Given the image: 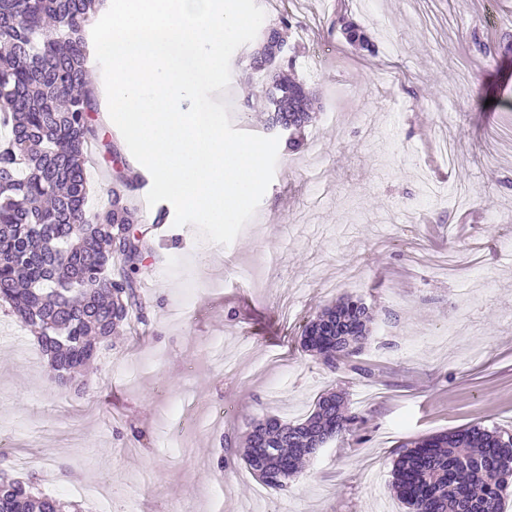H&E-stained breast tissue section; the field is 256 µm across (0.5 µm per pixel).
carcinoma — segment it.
<instances>
[{
	"label": "carcinoma",
	"instance_id": "cac0c4a2",
	"mask_svg": "<svg viewBox=\"0 0 512 512\" xmlns=\"http://www.w3.org/2000/svg\"><path fill=\"white\" fill-rule=\"evenodd\" d=\"M106 0H0V302L34 332L52 378L80 387L83 370L123 325L145 321L135 286L124 167L112 172L107 204L88 207L86 158L97 97L87 88L90 16ZM352 43L370 40L345 16ZM269 93L283 105L268 123L299 131L317 110L313 90L282 70ZM374 314L345 296L305 326L302 347L336 371L367 343ZM328 392L297 422L266 417L242 436L240 458L271 488L284 489L303 463L351 431L358 417ZM512 483V434L479 424L410 440L393 466L392 490L411 512H504ZM0 512H80L79 504L34 491L0 472Z\"/></svg>",
	"mask_w": 512,
	"mask_h": 512
}]
</instances>
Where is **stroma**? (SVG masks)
<instances>
[{
	"instance_id": "obj_1",
	"label": "stroma",
	"mask_w": 512,
	"mask_h": 512,
	"mask_svg": "<svg viewBox=\"0 0 512 512\" xmlns=\"http://www.w3.org/2000/svg\"><path fill=\"white\" fill-rule=\"evenodd\" d=\"M255 3L265 25L302 23L288 55L321 109L299 150L279 145L251 231L210 244L206 264L186 227L147 235L135 275L147 320L100 351L81 397L50 380L0 305V468L42 492L66 500L104 477L112 512H215L219 496L222 512H407L391 490L402 442L512 432V0ZM342 13L377 55L347 43ZM257 47L233 54L223 98L235 129L263 136V113L241 107ZM345 293L375 313L367 378L301 349L307 321ZM329 389L362 423L286 489L241 459L219 465L221 436L265 414L303 418Z\"/></svg>"
}]
</instances>
